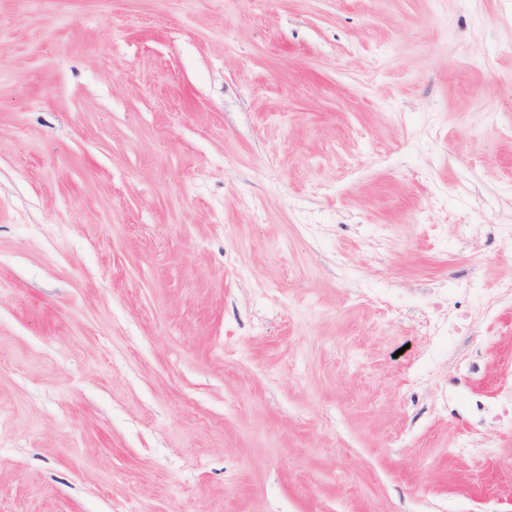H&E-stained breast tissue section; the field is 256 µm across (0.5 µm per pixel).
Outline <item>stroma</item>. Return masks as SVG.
Returning <instances> with one entry per match:
<instances>
[{"label": "stroma", "instance_id": "obj_1", "mask_svg": "<svg viewBox=\"0 0 512 512\" xmlns=\"http://www.w3.org/2000/svg\"><path fill=\"white\" fill-rule=\"evenodd\" d=\"M509 238L512 0H0V512H512Z\"/></svg>", "mask_w": 512, "mask_h": 512}]
</instances>
